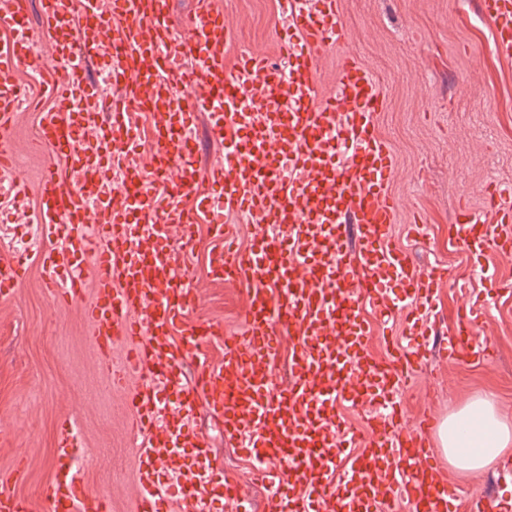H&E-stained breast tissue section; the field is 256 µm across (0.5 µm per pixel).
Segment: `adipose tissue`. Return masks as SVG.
Instances as JSON below:
<instances>
[{"label":"adipose tissue","instance_id":"1","mask_svg":"<svg viewBox=\"0 0 512 512\" xmlns=\"http://www.w3.org/2000/svg\"><path fill=\"white\" fill-rule=\"evenodd\" d=\"M449 463L464 472L483 469L512 447V426L499 416L493 394L475 397L449 413L437 428Z\"/></svg>","mask_w":512,"mask_h":512}]
</instances>
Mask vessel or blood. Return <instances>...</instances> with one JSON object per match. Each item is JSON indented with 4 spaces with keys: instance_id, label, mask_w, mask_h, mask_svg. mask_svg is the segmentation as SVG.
<instances>
[{
    "instance_id": "b4317fda",
    "label": "vessel or blood",
    "mask_w": 512,
    "mask_h": 512,
    "mask_svg": "<svg viewBox=\"0 0 512 512\" xmlns=\"http://www.w3.org/2000/svg\"><path fill=\"white\" fill-rule=\"evenodd\" d=\"M288 22L278 30V59L239 56L224 70L231 30L209 0L181 32L167 25L169 0H40L39 27L53 40L37 54L28 23L30 0H0V28L18 37L0 45V133L11 129L31 91L16 82L20 67L36 68L54 105L41 112L39 149L64 159L46 166L35 215L39 241L31 252L48 278L53 302L81 294L94 274L91 339L99 367L127 396L137 468L129 512H159L172 496L179 512H206L227 501L248 512L247 495L227 481L205 437L189 431L198 402L256 458L275 491L266 512H457L456 499L432 448V417L406 428L397 387L425 360L415 342L388 341V360L367 348L362 301L417 313L436 297L447 270L420 271L394 242L398 200L390 184L393 155L377 131L384 94L373 73L345 57L331 91L317 72L346 27L338 0H279ZM493 49L512 60V0H480ZM124 26L113 28V18ZM107 70L90 73L92 60ZM133 110L153 117L149 175L132 174L114 199L112 172L127 167L139 146ZM208 113L224 160L199 191L193 118ZM97 127L86 138V127ZM27 182L14 156L0 149V197L23 202ZM193 196L197 210L231 209L262 216L278 229L241 253L225 251L230 231L216 223L211 259L225 283L243 285L241 335L225 338L224 361L206 365L204 346L223 328L187 322L194 303L181 253L166 247L194 224L177 201ZM488 206L459 205L450 224L477 258L512 255V185L490 183ZM20 266L0 264V297H10ZM482 313L459 310L448 341L456 360L491 361L478 339ZM294 336L289 378L271 383L282 334ZM125 354L113 360L112 347ZM196 365L187 376V365ZM175 404H167V396ZM346 401L374 409L367 448L337 415ZM76 426L63 421L48 487L52 512H108L107 492L87 491L70 449ZM356 449L342 486L336 462ZM0 512H26L16 480L0 476Z\"/></svg>"
}]
</instances>
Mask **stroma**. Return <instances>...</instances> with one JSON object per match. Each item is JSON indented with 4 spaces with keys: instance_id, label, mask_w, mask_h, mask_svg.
Masks as SVG:
<instances>
[{
    "instance_id": "stroma-1",
    "label": "stroma",
    "mask_w": 512,
    "mask_h": 512,
    "mask_svg": "<svg viewBox=\"0 0 512 512\" xmlns=\"http://www.w3.org/2000/svg\"><path fill=\"white\" fill-rule=\"evenodd\" d=\"M219 2L225 22L234 28L225 66L247 51L275 56L278 0ZM340 8L348 41L343 50L323 57L322 86L332 89L342 51L376 75L385 97L379 132L394 156L391 190L400 201L392 226L395 241L421 270L448 271L438 305L425 317L432 330L424 340L427 360L400 392L403 422L413 426L427 412L444 419L489 391L512 421V296L496 294L475 274L449 224L459 200L485 207L489 180L512 183V61L495 54L478 0H340ZM37 123V113H24L0 136V146L15 151L27 177L32 210L39 174L50 162L31 140ZM418 215L425 220L422 232L409 236L407 227ZM195 229L188 275L198 301L188 318L241 332L242 290L210 273L211 216L198 215ZM468 295L485 300L478 335L492 342L494 359L488 365L448 359L454 313ZM93 298L88 287L72 304H52L45 273L30 259L13 296L0 300V474L17 476L30 512H49L55 432L67 419L77 427L74 445L82 450L86 488L107 489L115 499L113 512H126L134 492L135 434L127 427L125 398L102 377L89 342ZM192 426L205 435L231 480L249 494L255 512H262L273 489L254 482L253 461L226 440L206 406L196 408ZM437 462L460 502L492 496L512 503V480L502 478V465L463 473L445 456Z\"/></svg>"
}]
</instances>
